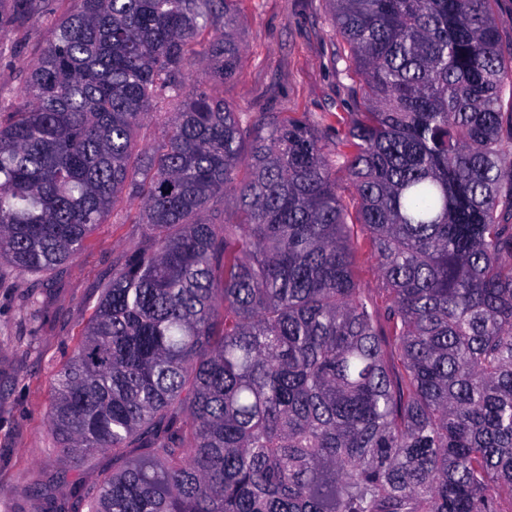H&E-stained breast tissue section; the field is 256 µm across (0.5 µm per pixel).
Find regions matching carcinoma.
<instances>
[{"label":"carcinoma","mask_w":512,"mask_h":512,"mask_svg":"<svg viewBox=\"0 0 512 512\" xmlns=\"http://www.w3.org/2000/svg\"><path fill=\"white\" fill-rule=\"evenodd\" d=\"M70 2L26 104L0 100V261L55 273L126 196L144 234L47 408L64 458L110 450L112 472L30 493L48 512H503L512 42L494 0H325L359 104L341 134L214 93L241 76L236 0ZM47 17L0 0V28ZM358 278L364 288H368L374 298L377 299L379 307L384 306V299H382L383 288L381 279L378 277L376 267L363 258L360 260L357 269Z\"/></svg>","instance_id":"cac0c4a2"}]
</instances>
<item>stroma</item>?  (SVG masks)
I'll return each instance as SVG.
<instances>
[{
    "label": "stroma",
    "mask_w": 512,
    "mask_h": 512,
    "mask_svg": "<svg viewBox=\"0 0 512 512\" xmlns=\"http://www.w3.org/2000/svg\"><path fill=\"white\" fill-rule=\"evenodd\" d=\"M236 9L242 76L225 84L226 102L304 120L354 111L349 82L335 65L344 44L326 20L324 0H237ZM52 36L51 22L31 26L21 43L14 31L0 30V99H18L28 68ZM139 207L124 201L53 275H21L0 265V512H42V499L30 496L29 487L59 495L66 491L56 481L61 473L91 482L112 469L108 452L71 468L54 449L46 409L113 264L142 239V225L128 221Z\"/></svg>",
    "instance_id": "stroma-1"
}]
</instances>
